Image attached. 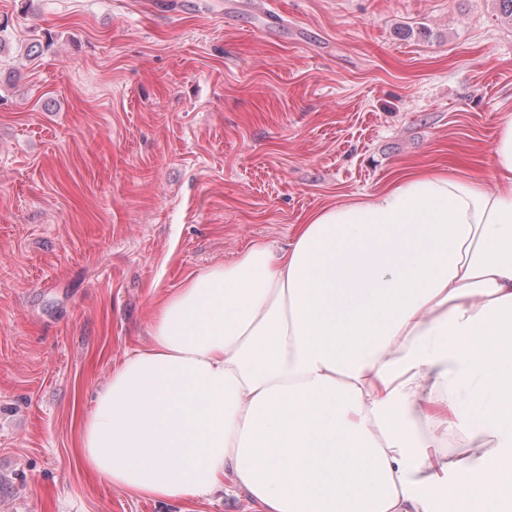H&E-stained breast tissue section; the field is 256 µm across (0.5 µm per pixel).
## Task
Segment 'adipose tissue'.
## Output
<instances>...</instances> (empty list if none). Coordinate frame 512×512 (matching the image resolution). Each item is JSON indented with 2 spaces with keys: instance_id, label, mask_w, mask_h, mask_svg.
I'll return each instance as SVG.
<instances>
[{
  "instance_id": "1",
  "label": "adipose tissue",
  "mask_w": 512,
  "mask_h": 512,
  "mask_svg": "<svg viewBox=\"0 0 512 512\" xmlns=\"http://www.w3.org/2000/svg\"><path fill=\"white\" fill-rule=\"evenodd\" d=\"M468 456L441 452L448 439ZM155 500L259 512H502L512 501V113L488 180L412 172L250 243L158 305L79 429Z\"/></svg>"
}]
</instances>
